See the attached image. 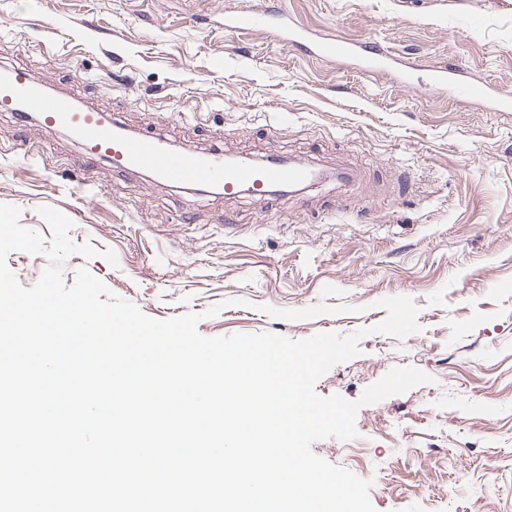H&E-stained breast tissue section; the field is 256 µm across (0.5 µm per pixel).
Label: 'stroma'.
I'll list each match as a JSON object with an SVG mask.
<instances>
[{
	"mask_svg": "<svg viewBox=\"0 0 512 512\" xmlns=\"http://www.w3.org/2000/svg\"><path fill=\"white\" fill-rule=\"evenodd\" d=\"M240 10L284 11L394 66L226 31ZM0 66L178 151L329 170L265 199L103 160L74 175L68 133L0 112V204L45 235L39 209L58 208L74 242L117 256H70L66 284L88 267L150 317L201 314L206 337L365 330L318 395L357 399L396 367L431 380L361 408L356 438L313 452L372 480L377 512H512V112L433 80L446 67L512 90V0H0ZM328 284L345 312L270 315L318 303ZM398 295L421 308L420 332L402 340L373 331L387 315L378 300Z\"/></svg>",
	"mask_w": 512,
	"mask_h": 512,
	"instance_id": "obj_1",
	"label": "stroma"
}]
</instances>
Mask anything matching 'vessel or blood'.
I'll return each mask as SVG.
<instances>
[{"label":"vessel or blood","mask_w":512,"mask_h":512,"mask_svg":"<svg viewBox=\"0 0 512 512\" xmlns=\"http://www.w3.org/2000/svg\"><path fill=\"white\" fill-rule=\"evenodd\" d=\"M271 27L286 32L290 43L309 45L319 57L333 58L352 51L351 46L337 41H312L305 33L289 29L282 12L275 15ZM461 90L473 100H494L500 111L512 110L510 92L495 91L485 84H465ZM0 110L22 117L37 116L51 131L67 130L87 159H102L112 168L144 171L175 184L219 186L228 195L247 188L262 198L271 188L298 186L313 177L312 171L300 163L259 165L247 158L226 159L218 151H176L152 134L129 131L106 113L80 108L73 99L52 94L44 81L21 68L0 72Z\"/></svg>","instance_id":"b4317fda"}]
</instances>
